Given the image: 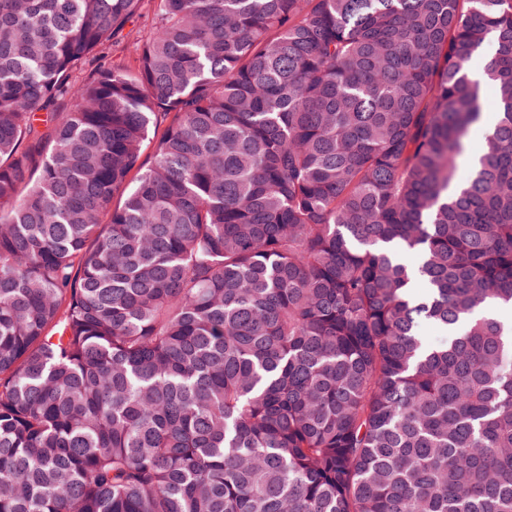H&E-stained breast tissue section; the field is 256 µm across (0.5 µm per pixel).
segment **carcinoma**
I'll return each instance as SVG.
<instances>
[{
  "label": "carcinoma",
  "instance_id": "1",
  "mask_svg": "<svg viewBox=\"0 0 512 512\" xmlns=\"http://www.w3.org/2000/svg\"><path fill=\"white\" fill-rule=\"evenodd\" d=\"M141 2L0 0V512H512V0ZM154 21L153 2L145 0L139 14L127 26L125 33L131 31L130 36L115 43L109 50V56L114 63L130 64L133 60V39L138 31L147 30ZM481 127L475 126L472 127L467 135L466 141H465V154H464V160L462 164L460 165L456 180L457 182H463L469 172V165L471 161L474 160L475 157L479 156L484 147V138L483 134L480 132Z\"/></svg>",
  "mask_w": 512,
  "mask_h": 512
}]
</instances>
